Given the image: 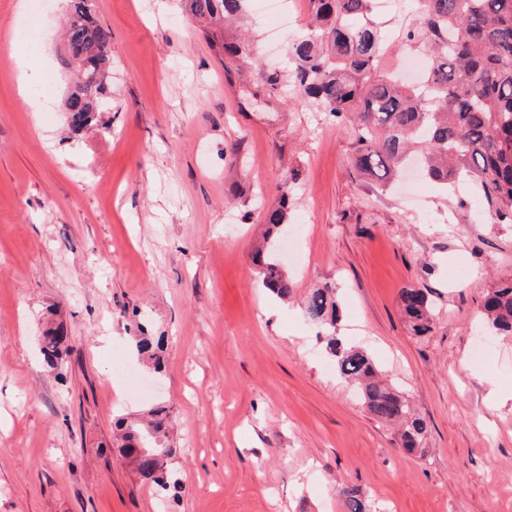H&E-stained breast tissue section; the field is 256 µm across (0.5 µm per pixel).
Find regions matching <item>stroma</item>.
Returning a JSON list of instances; mask_svg holds the SVG:
<instances>
[{
    "label": "stroma",
    "instance_id": "obj_1",
    "mask_svg": "<svg viewBox=\"0 0 512 512\" xmlns=\"http://www.w3.org/2000/svg\"><path fill=\"white\" fill-rule=\"evenodd\" d=\"M92 4L112 32L110 106L75 133L60 64L69 0L40 12L0 0V512H345L347 488L371 512H512V336L483 337L480 313L512 277V226L420 176L383 189L353 168L350 128L267 96L307 0H285L297 17L275 41L264 0H250L256 53L237 61L181 0ZM22 53L48 76L24 96ZM28 95L51 110L30 111ZM291 172L283 303L251 252ZM326 282L338 335L426 419L424 456L371 419L304 320L301 300ZM408 286L433 303L429 335L400 312ZM144 319L164 338L159 373L131 344ZM50 327L68 336L55 367L39 341ZM117 350L148 396L114 379ZM157 404L178 450L167 496L113 440L118 417Z\"/></svg>",
    "mask_w": 512,
    "mask_h": 512
}]
</instances>
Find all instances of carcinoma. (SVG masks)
I'll use <instances>...</instances> for the list:
<instances>
[{
  "mask_svg": "<svg viewBox=\"0 0 512 512\" xmlns=\"http://www.w3.org/2000/svg\"><path fill=\"white\" fill-rule=\"evenodd\" d=\"M190 19L208 33L238 19L248 0H186ZM309 31L289 45L283 73L266 78L278 95L291 84L316 109L355 131L353 163L357 171L386 187L410 159L443 188L463 182L475 203L497 224L512 225V0H417L414 13L399 29L401 43L422 49L430 59L424 86L428 95L381 74L385 51L382 31L371 21L373 0H308ZM61 65L84 79L65 102L73 127L88 125L104 107V68L112 59V33L92 17L91 0H73L64 23ZM224 55L246 57L253 45L228 38ZM284 177L276 206L266 211L269 233L252 254L264 288L281 300L292 294L287 271L274 256V244L288 223L291 183ZM400 307L411 333L426 336L433 327L428 293L407 287ZM302 314L326 333V350L345 381L358 388L366 411L378 422L398 428L401 447L423 453L427 430L403 391L380 378L368 352L336 336L340 321L337 287L325 283L302 301ZM482 314L492 336L512 335V278L498 281L484 297ZM43 353L54 363L63 337L44 331ZM132 341L153 371L162 370L155 336L141 322ZM144 422H118L123 456L132 469L161 493L178 485L168 463L177 448L170 439V412L148 410ZM347 512H366L354 489L342 491Z\"/></svg>",
  "mask_w": 512,
  "mask_h": 512,
  "instance_id": "obj_1",
  "label": "carcinoma"
}]
</instances>
